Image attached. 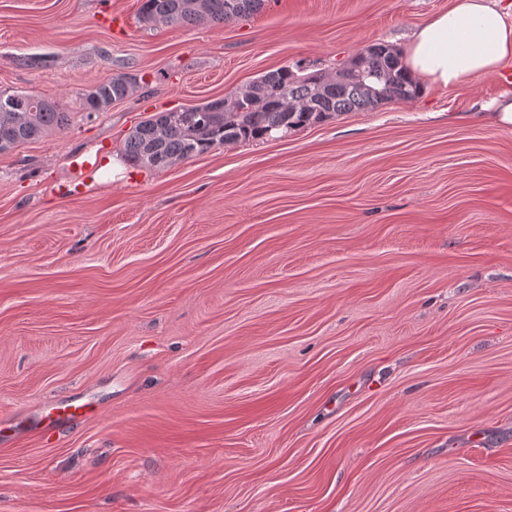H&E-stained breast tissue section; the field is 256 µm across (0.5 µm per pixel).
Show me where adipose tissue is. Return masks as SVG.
<instances>
[{
    "label": "adipose tissue",
    "mask_w": 512,
    "mask_h": 512,
    "mask_svg": "<svg viewBox=\"0 0 512 512\" xmlns=\"http://www.w3.org/2000/svg\"><path fill=\"white\" fill-rule=\"evenodd\" d=\"M405 65L416 80L447 87L512 66V0H453L414 32Z\"/></svg>",
    "instance_id": "ef3b65f1"
}]
</instances>
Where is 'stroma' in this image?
Instances as JSON below:
<instances>
[{
  "mask_svg": "<svg viewBox=\"0 0 512 512\" xmlns=\"http://www.w3.org/2000/svg\"><path fill=\"white\" fill-rule=\"evenodd\" d=\"M140 3L0 0V92L70 114L0 152V512H512V128L486 109L512 83L161 170L123 157L156 113L406 50L452 0L188 27ZM121 73L133 95L83 110ZM103 146L82 178L73 157ZM52 400L88 412L12 429Z\"/></svg>",
  "mask_w": 512,
  "mask_h": 512,
  "instance_id": "stroma-1",
  "label": "stroma"
}]
</instances>
